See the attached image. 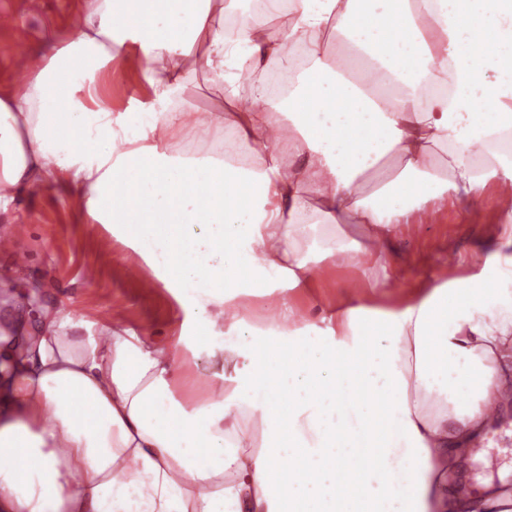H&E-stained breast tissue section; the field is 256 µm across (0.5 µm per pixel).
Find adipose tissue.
Returning a JSON list of instances; mask_svg holds the SVG:
<instances>
[{
  "instance_id": "obj_1",
  "label": "adipose tissue",
  "mask_w": 512,
  "mask_h": 512,
  "mask_svg": "<svg viewBox=\"0 0 512 512\" xmlns=\"http://www.w3.org/2000/svg\"><path fill=\"white\" fill-rule=\"evenodd\" d=\"M158 2L103 0L0 97V212L59 179L93 220L123 228L135 187L147 229L131 232L133 249L208 328L161 340L56 309L39 333L0 337V512H443L449 470L512 381L501 253L512 209L499 211L501 249L475 264L449 253L462 278L434 272L396 291L390 247L397 228L431 220L430 200L476 207L491 178L512 191V23L499 20L512 0H386L382 12L375 0ZM118 47L149 61L152 91L121 112L100 95ZM200 65L216 86L243 72L250 84L248 106L213 113L209 153L196 157L173 143L186 138ZM382 76L399 94L374 91ZM479 96L496 111H474ZM277 112L290 117L284 144L269 136ZM76 123L94 133L82 147L63 133ZM299 143L304 163L285 165L283 146ZM240 149L252 165L225 161ZM388 156L397 174L362 195L360 178ZM185 200L203 240L177 233ZM360 258L367 292L314 317L284 301L263 326L247 320L251 298L312 287L323 264ZM250 329L265 344H224ZM198 347L227 368L177 398L178 362ZM251 390L265 399L242 409ZM310 415L313 454L297 440ZM250 420L265 443L245 432ZM386 432L407 454L379 493L370 477L388 470Z\"/></svg>"
}]
</instances>
